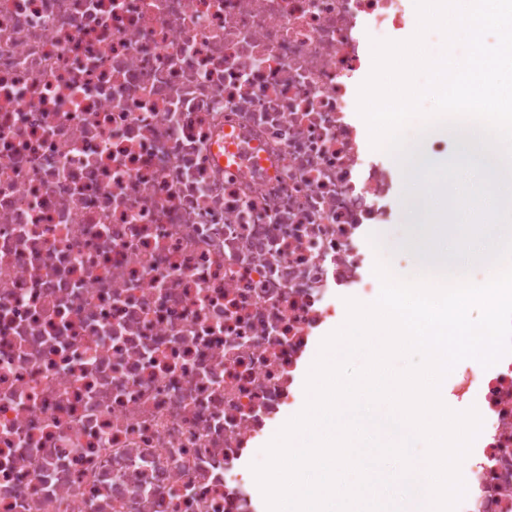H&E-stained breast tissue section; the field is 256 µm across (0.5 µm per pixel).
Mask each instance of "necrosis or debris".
I'll list each match as a JSON object with an SVG mask.
<instances>
[{
  "label": "necrosis or debris",
  "instance_id": "4bbe7bcc",
  "mask_svg": "<svg viewBox=\"0 0 512 512\" xmlns=\"http://www.w3.org/2000/svg\"><path fill=\"white\" fill-rule=\"evenodd\" d=\"M407 0H0V512H267L404 187L358 90ZM512 512V353L454 387Z\"/></svg>",
  "mask_w": 512,
  "mask_h": 512
}]
</instances>
